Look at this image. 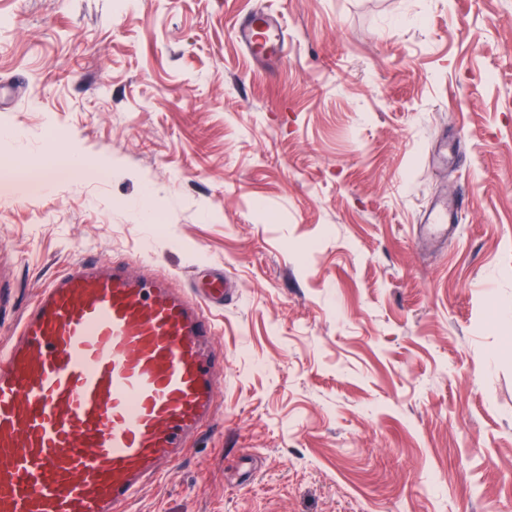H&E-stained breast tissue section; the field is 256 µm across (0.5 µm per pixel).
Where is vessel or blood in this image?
I'll return each mask as SVG.
<instances>
[{
    "instance_id": "1",
    "label": "vessel or blood",
    "mask_w": 512,
    "mask_h": 512,
    "mask_svg": "<svg viewBox=\"0 0 512 512\" xmlns=\"http://www.w3.org/2000/svg\"><path fill=\"white\" fill-rule=\"evenodd\" d=\"M260 62L284 58L278 15L235 25ZM458 204L432 202L421 233L447 238ZM217 272L179 288L130 262L85 257L44 286L0 346V512H125L215 417L224 360L210 347Z\"/></svg>"
}]
</instances>
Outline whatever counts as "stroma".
Segmentation results:
<instances>
[{
    "label": "stroma",
    "instance_id": "obj_1",
    "mask_svg": "<svg viewBox=\"0 0 512 512\" xmlns=\"http://www.w3.org/2000/svg\"><path fill=\"white\" fill-rule=\"evenodd\" d=\"M1 129L0 175L85 170L0 191V344L90 254L236 286L216 421L128 512H512V0H0ZM235 36L241 48L259 62L286 56L288 39L281 19L274 13H247L237 21ZM83 168L82 161L77 155H70L60 160L52 167V171L36 173L31 183L37 188L45 186L54 176L68 177L70 174L77 173ZM462 204V201L450 203L448 200L432 202L424 213L420 226L421 233L435 240L448 239V235L457 227L459 206Z\"/></svg>",
    "mask_w": 512,
    "mask_h": 512
}]
</instances>
